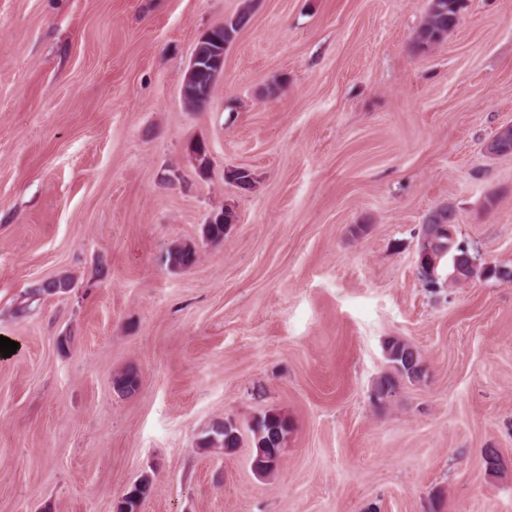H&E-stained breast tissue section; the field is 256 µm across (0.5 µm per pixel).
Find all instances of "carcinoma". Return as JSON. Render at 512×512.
Listing matches in <instances>:
<instances>
[{"instance_id": "obj_1", "label": "carcinoma", "mask_w": 512, "mask_h": 512, "mask_svg": "<svg viewBox=\"0 0 512 512\" xmlns=\"http://www.w3.org/2000/svg\"><path fill=\"white\" fill-rule=\"evenodd\" d=\"M463 9V0H428V7L423 25L417 33L416 41L422 50L431 48L443 40L448 31L459 24V14ZM249 22L248 10L243 9L224 25L209 32L202 44L205 45V56L200 62V69L195 73L191 82L186 84L182 101L190 110L205 108L212 98L218 76L214 75L216 68H224V49L229 46L236 34ZM224 179L235 182L243 190L252 187L253 175L245 169H228ZM224 218L215 219L213 224H204L201 228L202 238L217 243L224 240L229 231V224L236 218L231 208L222 210ZM199 258L195 247L188 244H175L166 254V263L172 269L187 270L195 266ZM73 280L67 275H59L51 280H40L32 284L23 298L15 305L14 315L25 318L33 309V304L45 296L60 294L63 288L72 284ZM384 352L389 363L390 371L381 375L372 390L373 400L381 404L390 400L397 393L400 381L410 382L421 380L425 376L424 365L419 351L407 341L392 337L386 340ZM113 390L121 396H131L140 388L139 374L133 370L117 374L112 381ZM292 431V422L288 416L269 411L255 419L251 432L255 453L252 468L263 477H268L279 466L282 450L287 442L288 434ZM240 433L234 420L226 417L216 421L199 440L202 448H220L230 451L238 447ZM154 478L144 474L114 503V512H136L138 508L152 495Z\"/></svg>"}]
</instances>
